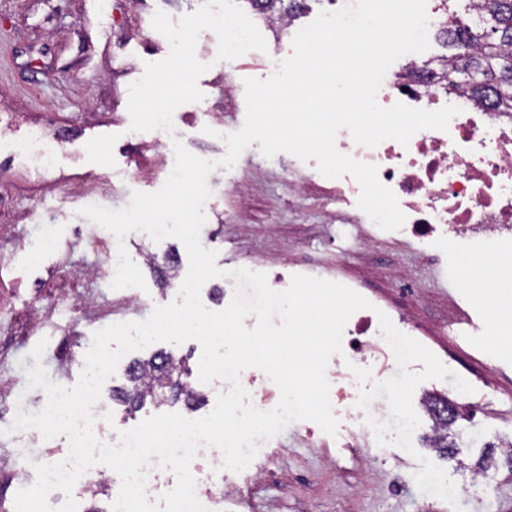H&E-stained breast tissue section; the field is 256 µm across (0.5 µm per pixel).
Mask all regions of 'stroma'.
I'll use <instances>...</instances> for the list:
<instances>
[{
    "instance_id": "stroma-1",
    "label": "stroma",
    "mask_w": 512,
    "mask_h": 512,
    "mask_svg": "<svg viewBox=\"0 0 512 512\" xmlns=\"http://www.w3.org/2000/svg\"><path fill=\"white\" fill-rule=\"evenodd\" d=\"M194 0H0V506L15 512L17 492L32 486L36 467L65 459L69 439L49 440L39 432H10L16 411L36 413L47 401L43 390H27V369L42 363L51 381L73 387L80 376L94 332L109 325L141 321L154 306L176 299L179 287L162 283L148 255L174 257L181 271L189 259L173 237L153 241L142 232L124 241L80 215V208L119 209L132 192H154L166 181L165 144L181 139L200 158L220 159L223 140L209 129L238 130L245 119V97L224 101L225 84L265 78L268 60L292 52L291 36L267 52L251 51L233 62L217 61L218 38L203 31L196 55L209 66L198 80L213 108L201 116L195 104L182 105L176 133L130 131L129 86L148 62L167 57L162 34L150 21L156 11L172 19L194 12ZM53 117L67 133L61 172L38 171L13 145L36 132L35 119ZM358 207L337 202L336 183L320 176L315 160L289 153L268 158L258 145L248 147L232 168H219L204 206L200 231L205 248L217 251L216 265L267 275L269 286L285 290L293 275L339 282L355 280L360 293L388 310L397 290L390 279L371 280L367 269L410 273L419 283L408 315L425 328L421 342L481 398L485 415L461 420L448 432L455 446L446 456L431 447L432 421L420 413L413 434L416 455L399 447L378 446L364 429L352 446L342 432L330 436L311 421H297L262 444L242 472L224 471V483L211 512H452L443 500L421 493L413 474L420 458L441 467L456 484L473 480L459 494L463 512H512V343L497 338V312L477 293V279L459 266L422 252L411 242L385 237L364 243L361 225L351 220ZM53 225L56 247L44 244L43 227ZM125 245L141 270L145 289H112L97 275L118 245ZM48 345L42 360L31 351L40 339ZM185 358L197 368L201 346L156 342L122 358L101 390L116 429L128 430L158 412L208 415L213 396L194 408L184 402L158 408L145 405L126 413L112 397L126 386L131 359L158 351Z\"/></svg>"
}]
</instances>
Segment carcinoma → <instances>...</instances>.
I'll return each instance as SVG.
<instances>
[{
    "mask_svg": "<svg viewBox=\"0 0 512 512\" xmlns=\"http://www.w3.org/2000/svg\"><path fill=\"white\" fill-rule=\"evenodd\" d=\"M258 11L283 6L294 13L295 0H246ZM454 49L446 79L448 92L476 102H487L496 112H512V0H493L472 24L450 26L440 31ZM178 381H173V376ZM130 387L120 391L129 410L143 407L146 400L160 404L168 397L192 405L202 399L189 381L183 361L162 353L148 360H135L127 369Z\"/></svg>",
    "mask_w": 512,
    "mask_h": 512,
    "instance_id": "obj_1",
    "label": "carcinoma"
}]
</instances>
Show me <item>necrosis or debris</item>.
<instances>
[{
  "mask_svg": "<svg viewBox=\"0 0 512 512\" xmlns=\"http://www.w3.org/2000/svg\"><path fill=\"white\" fill-rule=\"evenodd\" d=\"M420 60V54H407L405 70L387 72L377 101L384 107L401 102L429 111L457 106L448 130L418 132L405 146L386 140L366 148L343 129L336 145L376 165L380 182L394 191L406 216L401 235L411 237L423 251L438 245L456 255L478 247L485 259L512 253V113L438 90L424 94L426 73H406ZM380 333L372 317L359 312L350 317L342 347L354 365L371 369L378 355H391Z\"/></svg>",
  "mask_w": 512,
  "mask_h": 512,
  "instance_id": "necrosis-or-debris-1",
  "label": "necrosis or debris"
}]
</instances>
